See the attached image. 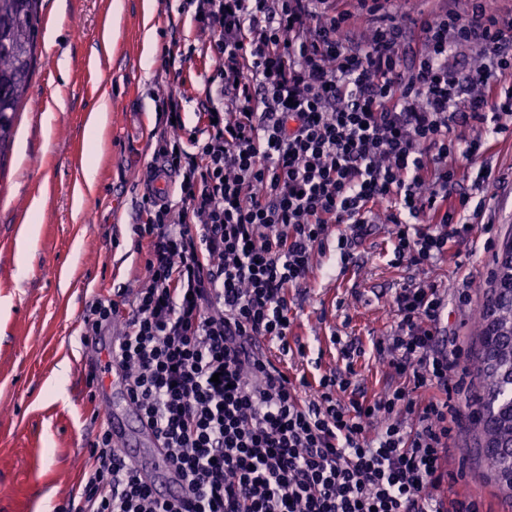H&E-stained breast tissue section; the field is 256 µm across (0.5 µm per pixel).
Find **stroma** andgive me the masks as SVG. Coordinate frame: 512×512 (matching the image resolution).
<instances>
[{
    "instance_id": "obj_1",
    "label": "stroma",
    "mask_w": 512,
    "mask_h": 512,
    "mask_svg": "<svg viewBox=\"0 0 512 512\" xmlns=\"http://www.w3.org/2000/svg\"><path fill=\"white\" fill-rule=\"evenodd\" d=\"M387 13L409 17L446 12L465 16L469 0H386ZM188 0H42L38 64L0 160V512H50L65 504L95 441L98 423L87 379L106 371L101 354L111 336L83 343L87 302L116 284L137 287L145 277L131 224L139 220L143 179L153 159L155 131L168 98L178 99L187 127L197 123L215 67L210 36L193 19ZM178 40L179 71L161 58ZM107 107L95 141L85 137L92 113ZM490 150L477 162L492 168L495 195L485 214L489 232L460 244L425 278L448 285V328L462 349L456 398L460 426L451 440L461 478L448 495L475 496L486 512H512V498L491 482L469 421L479 381L469 368L478 343L473 320L491 287L495 259L512 239V134L483 132ZM94 165V183L84 169ZM392 225H375L354 251L348 271L333 277L336 243L326 269L294 295L296 331L307 357L336 368L332 334L363 342L395 326L396 288L413 269L392 263ZM470 299L457 300L463 282Z\"/></svg>"
}]
</instances>
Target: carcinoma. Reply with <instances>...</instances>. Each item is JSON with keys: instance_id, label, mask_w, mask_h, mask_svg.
<instances>
[{"instance_id": "1", "label": "carcinoma", "mask_w": 512, "mask_h": 512, "mask_svg": "<svg viewBox=\"0 0 512 512\" xmlns=\"http://www.w3.org/2000/svg\"><path fill=\"white\" fill-rule=\"evenodd\" d=\"M39 0H0V159L13 136L15 120L26 99L37 65ZM493 287L487 303L494 311L488 323L480 312L476 335L480 352L471 363L482 396V409L490 410L499 399L512 402V386L504 388L503 372L512 367V241L497 257ZM484 447L487 469L498 486L512 497V410L504 409L488 419L472 421Z\"/></svg>"}]
</instances>
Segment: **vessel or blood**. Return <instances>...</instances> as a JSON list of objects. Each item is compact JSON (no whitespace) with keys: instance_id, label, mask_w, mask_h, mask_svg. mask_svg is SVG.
Here are the masks:
<instances>
[{"instance_id":"b4317fda","label":"vessel or blood","mask_w":512,"mask_h":512,"mask_svg":"<svg viewBox=\"0 0 512 512\" xmlns=\"http://www.w3.org/2000/svg\"><path fill=\"white\" fill-rule=\"evenodd\" d=\"M93 391L95 403L108 414L115 451L138 469L157 496L180 498L181 476L167 461L147 420L135 410L121 372L94 377Z\"/></svg>"}]
</instances>
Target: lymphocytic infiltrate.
<instances>
[{
  "mask_svg": "<svg viewBox=\"0 0 512 512\" xmlns=\"http://www.w3.org/2000/svg\"><path fill=\"white\" fill-rule=\"evenodd\" d=\"M195 3L224 106L190 128L170 101L132 227L147 277L94 297L81 332L121 326L111 363L188 496L155 497L104 425L78 503L54 512H483L441 491L461 386L446 286L396 290L373 395L353 383L355 340L334 336L344 365L314 379H291L283 358L290 293L328 239L347 268L382 213L395 263L422 270L473 234L456 214H484L495 179L479 168L466 195L457 175L483 152L474 130L512 131V16L472 0L463 22L397 18L372 0L379 21L355 41L334 0ZM462 43L481 57L465 76L448 63ZM165 176L169 195L155 191Z\"/></svg>",
  "mask_w": 512,
  "mask_h": 512,
  "instance_id": "lymphocytic-infiltrate-1",
  "label": "lymphocytic infiltrate"
}]
</instances>
